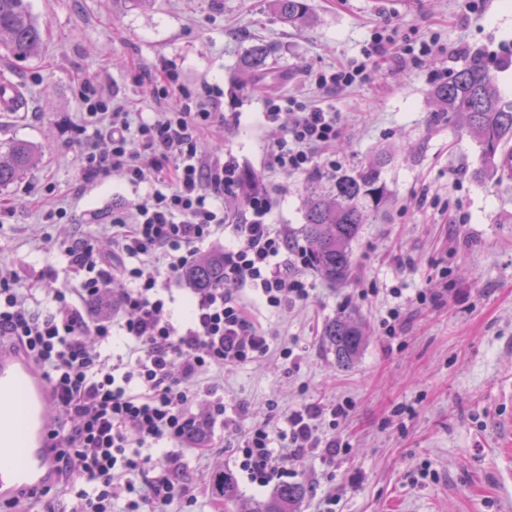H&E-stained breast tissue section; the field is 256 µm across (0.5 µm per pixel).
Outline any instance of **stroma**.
<instances>
[{"label":"stroma","mask_w":512,"mask_h":512,"mask_svg":"<svg viewBox=\"0 0 512 512\" xmlns=\"http://www.w3.org/2000/svg\"><path fill=\"white\" fill-rule=\"evenodd\" d=\"M44 31L36 57L0 60V81L15 83L26 105L0 112V141H25L41 152L23 181L0 188V262L29 283L64 267L62 238L101 235L115 207L144 194L116 177L79 185L82 137L79 87L89 79L117 102L151 111L155 86L137 80L162 61L176 65L191 88L209 83L221 93L223 132L207 150L232 153L256 175L272 198L274 225L299 235L305 222L311 174L268 168L275 128L264 124V92L288 95L336 112L341 169L391 153L386 181L392 201L370 218L353 244V275L343 285L304 268L307 301L274 315L253 309L271 328L276 345L300 353L297 370L267 356L224 372L227 398L246 401L251 421L267 418L266 402L281 407L300 399H349L353 409L337 435L349 442L346 457L329 464L319 453L301 462L296 482L312 486L294 512H316L320 493L335 490L336 512H512V446L502 422L512 419V178L479 181L478 144L447 120L435 119L429 93L472 52L495 63L496 86L512 97V0H487L472 14L463 0H389L373 9L364 0H310L312 17L294 28L280 22L271 0H29ZM387 25L397 46L437 42L418 60L376 59L365 82L322 92L311 71L362 59L371 36ZM269 52V68L244 78L250 45ZM68 202L73 224H51L33 240L40 207ZM401 298H394L393 289ZM436 294L421 305L417 293ZM407 319L395 339L379 320L395 301ZM355 310L365 345L347 367L325 341V324L343 307ZM233 449L207 457L187 452L194 512H237L264 500L272 488L240 481L238 501L214 500L210 478L227 469ZM359 475L350 486L351 475Z\"/></svg>","instance_id":"stroma-1"}]
</instances>
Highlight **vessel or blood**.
<instances>
[{
  "mask_svg": "<svg viewBox=\"0 0 512 512\" xmlns=\"http://www.w3.org/2000/svg\"><path fill=\"white\" fill-rule=\"evenodd\" d=\"M57 430L44 373L25 354L0 350V500L54 484Z\"/></svg>",
  "mask_w": 512,
  "mask_h": 512,
  "instance_id": "b4317fda",
  "label": "vessel or blood"
}]
</instances>
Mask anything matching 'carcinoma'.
<instances>
[{
	"label": "carcinoma",
	"mask_w": 512,
	"mask_h": 512,
	"mask_svg": "<svg viewBox=\"0 0 512 512\" xmlns=\"http://www.w3.org/2000/svg\"><path fill=\"white\" fill-rule=\"evenodd\" d=\"M279 19L299 28L307 20L311 7L308 0H273ZM43 45L41 24L33 16L27 0H0V55L15 60L34 56ZM268 50L257 44L248 50L250 74L266 70ZM433 112L446 117L475 140L482 149V166L478 179L505 177L498 161L512 142V98L502 95L485 57L471 56L464 68L453 72L448 81L434 86L431 92ZM38 160L36 151L21 141L0 144V187L22 179ZM391 162L387 154H379L365 163L337 173L330 178V190L323 193L310 187L301 229L303 244L292 240L306 262L333 284L348 281L352 274V244L362 225L386 204L389 189L385 170ZM185 278L194 288L206 289L224 280V255L212 253L188 268ZM325 340L336 353V362L351 365L364 344L362 324L352 312L343 313L327 322ZM211 493L222 503L237 500V489L222 470L211 477ZM309 491L302 483L280 485L266 501L245 507L242 512H290L289 507Z\"/></svg>",
	"instance_id": "carcinoma-1"
}]
</instances>
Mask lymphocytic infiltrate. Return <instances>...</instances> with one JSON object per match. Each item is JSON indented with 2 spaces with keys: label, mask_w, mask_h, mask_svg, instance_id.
<instances>
[{
  "label": "lymphocytic infiltrate",
  "mask_w": 512,
  "mask_h": 512,
  "mask_svg": "<svg viewBox=\"0 0 512 512\" xmlns=\"http://www.w3.org/2000/svg\"><path fill=\"white\" fill-rule=\"evenodd\" d=\"M150 115L130 111L83 82L79 133L84 183L117 176L150 184L113 211L108 245L92 238L66 244L62 271H51L44 298L36 286L0 265V347L15 348L48 377L59 416L54 457L58 484L50 512H181L192 506L185 449L205 456L234 448L232 479L265 488L290 466L319 451L335 463L349 447L335 433L350 400H305L271 418L247 423L248 403L226 400L224 371L266 356L269 332L251 319L245 295L274 312L310 296L288 259V236L269 222L273 201L257 192L243 213L224 206L240 184L238 163L204 150L224 114L208 86L179 80L172 64L156 69ZM263 119L279 126L269 165L289 174L325 164L335 170V113L268 94ZM231 231L222 286L191 290L189 315L174 319L169 285L201 252ZM327 420L321 432L318 420Z\"/></svg>",
  "instance_id": "lymphocytic-infiltrate-1"
}]
</instances>
